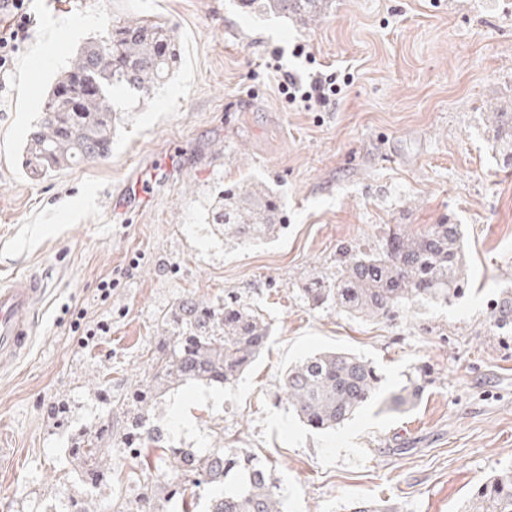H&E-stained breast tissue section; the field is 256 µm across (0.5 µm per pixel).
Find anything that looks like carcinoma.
Here are the masks:
<instances>
[{
  "mask_svg": "<svg viewBox=\"0 0 512 512\" xmlns=\"http://www.w3.org/2000/svg\"><path fill=\"white\" fill-rule=\"evenodd\" d=\"M250 14H273L306 25L327 9V0H238ZM181 63L174 29L159 20L127 17L89 38L69 58L40 103L21 151L23 167L33 177L48 176L84 161L112 154L120 110L119 88L139 102L154 98ZM502 113H491L498 152L512 159V124L502 131ZM280 207L275 194L260 181L227 189L207 213L208 223L224 230V241L249 244L274 236ZM469 265L458 224H432L420 233L400 226L385 232L378 247L367 252L344 245L336 254V277H312L303 294L312 305L334 304L349 316L389 318L415 302L450 304L465 292ZM162 339L152 351L155 373L116 402L127 415L126 434L137 448L155 446L161 433L149 408L173 386L193 383L229 387L265 349L270 325L259 310L240 299L215 305L184 297L159 316ZM498 330L512 329V292L504 291L491 316ZM425 378L398 388L384 384L373 362L345 351L314 354L288 369L285 401L298 418L317 430L334 429L362 408L377 404L390 411L412 407ZM112 419L101 431L74 448L90 482L112 480ZM162 477H197L215 489L210 512H283L278 480L272 470L242 450L215 448L184 457L162 449ZM233 476L236 488L220 490ZM351 512H400L396 503L359 500ZM465 512H512V469L502 471L474 489Z\"/></svg>",
  "mask_w": 512,
  "mask_h": 512,
  "instance_id": "cac0c4a2",
  "label": "carcinoma"
}]
</instances>
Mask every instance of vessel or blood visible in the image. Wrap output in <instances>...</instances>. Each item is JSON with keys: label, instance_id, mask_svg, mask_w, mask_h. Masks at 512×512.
Wrapping results in <instances>:
<instances>
[{"label": "vessel or blood", "instance_id": "1", "mask_svg": "<svg viewBox=\"0 0 512 512\" xmlns=\"http://www.w3.org/2000/svg\"><path fill=\"white\" fill-rule=\"evenodd\" d=\"M46 293L44 280L15 275L0 283V366L13 365L31 348L34 317Z\"/></svg>", "mask_w": 512, "mask_h": 512}]
</instances>
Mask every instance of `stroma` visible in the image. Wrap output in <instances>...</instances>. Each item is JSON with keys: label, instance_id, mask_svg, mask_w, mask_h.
<instances>
[{"label": "stroma", "instance_id": "obj_1", "mask_svg": "<svg viewBox=\"0 0 512 512\" xmlns=\"http://www.w3.org/2000/svg\"><path fill=\"white\" fill-rule=\"evenodd\" d=\"M28 41L0 93V280L46 279L32 350L0 372V512H136L158 452L122 444L110 410L151 377L158 317L193 295L235 292L272 334L230 387L183 385L150 417L166 448H243L271 466L283 512H350L357 499L403 512H459L475 486L512 468V331L490 322L512 289V163L491 112L512 113V0H330L306 25L244 13L236 0H32ZM174 27L182 63L157 97L127 110L105 161L43 178L22 169L23 140L55 73L112 19ZM349 74L323 112L289 105L294 44ZM260 180L283 227L228 246L207 224L225 188ZM458 224L470 289L448 305L411 304L392 321L315 308L301 287L333 277L343 245H377L386 225ZM118 285L99 296L101 280ZM107 335L83 343L78 316ZM336 349L373 361L387 385L415 365L431 381L413 407H370L323 432L288 408L285 371ZM67 406L64 419L50 413ZM112 421V480L83 491L73 438Z\"/></svg>", "mask_w": 512, "mask_h": 512}]
</instances>
